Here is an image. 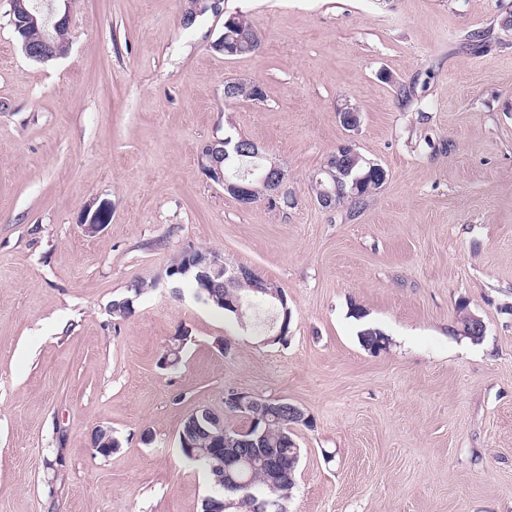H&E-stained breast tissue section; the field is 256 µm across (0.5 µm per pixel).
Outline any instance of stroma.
Instances as JSON below:
<instances>
[{
	"label": "stroma",
	"mask_w": 512,
	"mask_h": 512,
	"mask_svg": "<svg viewBox=\"0 0 512 512\" xmlns=\"http://www.w3.org/2000/svg\"><path fill=\"white\" fill-rule=\"evenodd\" d=\"M183 5L69 0L67 53L35 61L0 0V512H201L178 433L229 390L312 420L286 512H512V0H224L188 29ZM235 12L262 42L228 57ZM230 79L265 102L225 101ZM227 135L284 169L293 208L206 176L201 146ZM348 140L388 179L322 210L309 177ZM93 200L112 220L90 236ZM188 250L281 287L287 343L174 287ZM89 202L82 211L80 224L85 233L94 235L98 233L112 218V207L109 202Z\"/></svg>",
	"instance_id": "stroma-1"
}]
</instances>
